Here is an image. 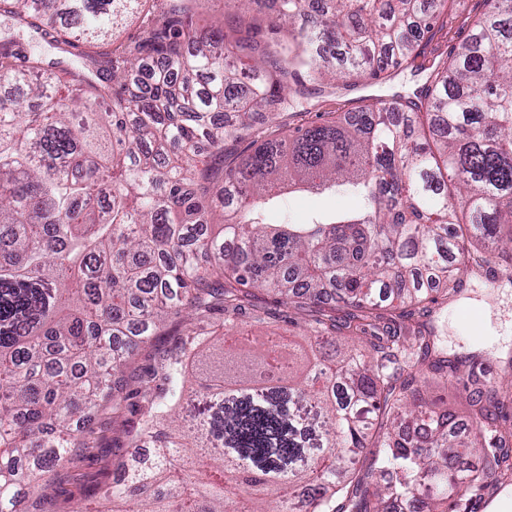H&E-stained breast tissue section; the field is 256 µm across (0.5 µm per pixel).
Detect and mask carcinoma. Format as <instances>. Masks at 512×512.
<instances>
[{
	"label": "carcinoma",
	"mask_w": 512,
	"mask_h": 512,
	"mask_svg": "<svg viewBox=\"0 0 512 512\" xmlns=\"http://www.w3.org/2000/svg\"><path fill=\"white\" fill-rule=\"evenodd\" d=\"M196 2L169 0L137 41L68 68L29 61L14 33L93 46L150 0H0V87L17 91L0 97V512H32L109 402L140 415L127 483L99 488L113 512H461L512 474V427L460 436L413 371L466 389L487 370L441 355L432 329L377 322L512 268V0H483L413 96L289 132L295 97L410 66L455 0H231L226 30L200 25ZM59 67L77 93L58 95ZM277 186L359 205L269 224ZM248 287L297 309L337 288L350 311L318 312L309 354L244 336L191 380L192 340L161 396L154 374L110 395L169 314L233 321ZM509 404L508 370L469 392L470 425Z\"/></svg>",
	"instance_id": "1"
}]
</instances>
